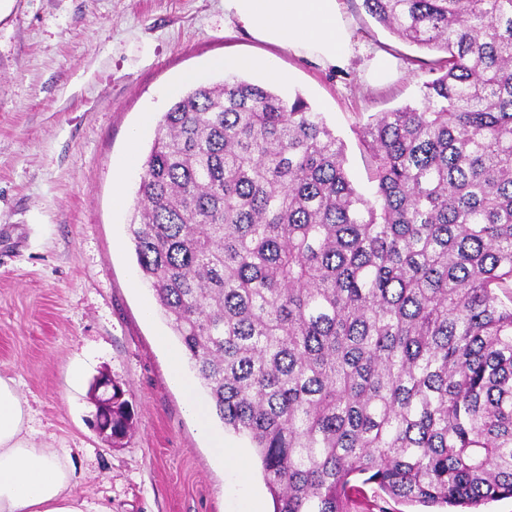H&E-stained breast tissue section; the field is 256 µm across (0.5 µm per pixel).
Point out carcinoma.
<instances>
[{"label":"carcinoma","instance_id":"obj_1","mask_svg":"<svg viewBox=\"0 0 512 512\" xmlns=\"http://www.w3.org/2000/svg\"><path fill=\"white\" fill-rule=\"evenodd\" d=\"M363 3L447 53L359 125L373 197L303 96L230 76L162 116L129 231L275 512L366 485L480 512L512 498V0ZM132 426L114 383L112 440Z\"/></svg>","mask_w":512,"mask_h":512}]
</instances>
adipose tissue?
<instances>
[{
	"instance_id": "1",
	"label": "adipose tissue",
	"mask_w": 512,
	"mask_h": 512,
	"mask_svg": "<svg viewBox=\"0 0 512 512\" xmlns=\"http://www.w3.org/2000/svg\"><path fill=\"white\" fill-rule=\"evenodd\" d=\"M224 22L326 68L348 64L355 53L340 0H224ZM168 357L171 384L194 419L207 425L211 408L198 398L181 353L172 349ZM26 421L14 380L0 376V512H83L68 469L27 438Z\"/></svg>"
}]
</instances>
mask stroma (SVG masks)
Listing matches in <instances>:
<instances>
[{
	"instance_id": "obj_1",
	"label": "stroma",
	"mask_w": 512,
	"mask_h": 512,
	"mask_svg": "<svg viewBox=\"0 0 512 512\" xmlns=\"http://www.w3.org/2000/svg\"><path fill=\"white\" fill-rule=\"evenodd\" d=\"M359 48L326 68L228 31L224 0H7L0 7V375L14 379L28 411L26 434L75 472L85 512H232L244 490L273 508L247 438L211 429L243 449L216 460L207 432L168 380L155 337L178 347L151 296L129 233L143 161L176 94L201 71L223 82L212 59L276 53L289 73L283 96L302 94L345 145L354 187L373 184L358 139L359 118L420 99L437 50L405 42L372 18L363 0H343ZM398 60L392 78L371 83L369 59ZM125 203L116 206L115 190ZM119 382L134 429L110 442L91 427V385ZM210 429V430H211Z\"/></svg>"
}]
</instances>
